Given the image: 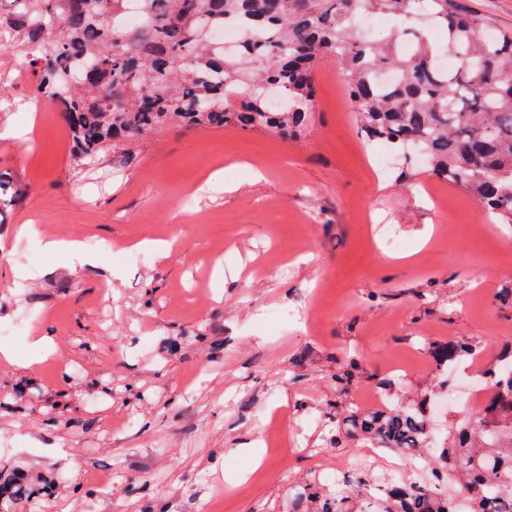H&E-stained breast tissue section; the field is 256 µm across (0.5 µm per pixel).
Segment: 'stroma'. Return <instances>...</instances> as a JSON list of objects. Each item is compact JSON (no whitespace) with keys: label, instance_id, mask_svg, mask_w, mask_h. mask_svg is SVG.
I'll return each instance as SVG.
<instances>
[{"label":"stroma","instance_id":"1","mask_svg":"<svg viewBox=\"0 0 512 512\" xmlns=\"http://www.w3.org/2000/svg\"><path fill=\"white\" fill-rule=\"evenodd\" d=\"M315 76L300 139L173 126L78 163L59 109L25 110L37 84L24 58L0 54V173L21 190L0 209V346L38 357L0 358V467L53 484L33 512H192L214 496L223 512H288L312 477L397 458L326 447L330 403L366 407L396 365L400 398L438 389L432 342L466 338L484 362L512 345L497 301L512 224L429 173L375 176L335 60ZM384 231L409 252L386 253ZM49 238L101 262L71 267ZM143 240L173 246L122 254ZM24 311L34 319L13 332ZM43 335L53 345L32 351ZM348 356L362 375L342 393ZM274 417L279 450L253 465L242 442Z\"/></svg>","mask_w":512,"mask_h":512}]
</instances>
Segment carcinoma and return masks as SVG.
I'll return each mask as SVG.
<instances>
[{"instance_id": "cac0c4a2", "label": "carcinoma", "mask_w": 512, "mask_h": 512, "mask_svg": "<svg viewBox=\"0 0 512 512\" xmlns=\"http://www.w3.org/2000/svg\"><path fill=\"white\" fill-rule=\"evenodd\" d=\"M421 0H138L149 25L118 33L126 0H26L0 10L11 34L6 53L28 60L41 91L57 106L73 157L92 158L174 124L195 129L276 132L299 138L314 120L317 63L334 57L368 143L389 146L402 161L399 177L425 168L465 190L492 218L512 223V33L492 32L457 0H427L431 28L392 26L386 41L364 38V14L410 17ZM236 25L246 44L235 58L209 40V29ZM396 74L390 85L378 75ZM112 87V98L100 95ZM475 356L454 338L431 347L437 373ZM486 402L475 418L448 425L431 447L430 402L422 393L397 399L400 379L377 381L386 403L327 412L336 427L331 448L368 442L426 461L422 473L370 481L357 473L330 492L313 479L295 492L290 512H512V346L479 367ZM360 374L346 358L339 391ZM48 490L0 469V512H18Z\"/></svg>"}]
</instances>
